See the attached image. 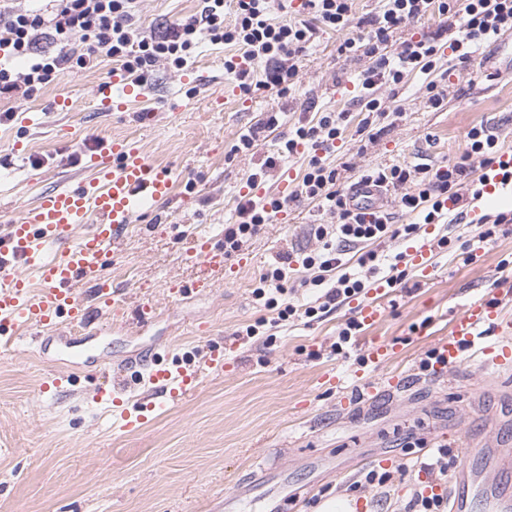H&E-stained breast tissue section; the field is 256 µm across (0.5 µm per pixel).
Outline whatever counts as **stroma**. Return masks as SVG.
Here are the masks:
<instances>
[{"label":"stroma","mask_w":512,"mask_h":512,"mask_svg":"<svg viewBox=\"0 0 512 512\" xmlns=\"http://www.w3.org/2000/svg\"><path fill=\"white\" fill-rule=\"evenodd\" d=\"M197 6V0L139 3L154 28L190 17ZM379 6V0H354L345 34L317 30L287 97L262 87L241 99L234 74L224 68L232 48L205 41L187 69L198 82H184L183 71L158 63L143 98L121 111L102 112L95 103L112 72L108 60L50 82L30 99L0 100V109L16 113L0 122V235L19 206L87 179L77 145L135 139L151 162L175 173L171 198L131 224L103 268L113 286L128 291L131 307L155 303L148 325L108 324L93 307L91 357L81 367L65 360L59 342L40 351L27 337L0 356V512H277L286 503L291 512H319L336 497L355 501L361 512H405L412 493L425 487L416 449L403 445L405 430L448 445L451 466L443 482L452 490L467 449L512 457V381L470 359L442 378L420 369L461 303L493 297L502 261H512V224L499 226L488 241L479 235L490 218L512 208V199L478 204L469 198L461 215L428 225L431 239L449 241L436 250L431 274L409 273L408 287L384 298L380 323L362 328L340 353L333 344L354 316L349 306L282 327L276 311L252 297L260 273L279 255L318 249L314 225L334 218L316 203L290 199L287 223L261 226L227 256L224 273L184 257L198 235L223 247L248 175L318 112L351 115L342 148L326 155L343 190L372 169L458 159L475 125H486L500 150L512 149V75L483 72L484 44L472 47L464 68L437 57L438 70L454 71L441 109L428 107L424 76L377 87L375 97L400 117L377 141L358 136L361 106L349 92L371 61L338 48L360 35L361 22ZM21 110L35 114L36 123L23 125ZM270 112L280 113L278 127L253 151L233 152L240 134ZM465 242L482 246L479 262L460 259ZM205 279L207 291H192ZM184 285L188 293L174 296ZM260 318L272 325L270 341L240 337ZM202 323L210 334L195 333ZM375 340L397 343L383 372L401 374L404 382L362 399L354 392L355 374L365 344ZM219 347L223 374L203 377L180 406L161 410L138 431L114 426L106 405L93 399L121 364L146 350H169L189 362ZM54 372L65 375L63 386L40 394L39 383ZM328 375L338 376L339 385L329 387ZM384 459L404 465V475L385 488L365 485V474Z\"/></svg>","instance_id":"35a3bbf8"}]
</instances>
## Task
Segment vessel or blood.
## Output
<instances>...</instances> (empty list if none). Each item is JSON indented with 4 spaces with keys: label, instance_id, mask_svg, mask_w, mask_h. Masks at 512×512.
<instances>
[{
    "label": "vessel or blood",
    "instance_id": "vessel-or-blood-1",
    "mask_svg": "<svg viewBox=\"0 0 512 512\" xmlns=\"http://www.w3.org/2000/svg\"><path fill=\"white\" fill-rule=\"evenodd\" d=\"M144 88L122 72L96 90L98 109L111 111L142 98ZM90 177L76 186L45 192L33 203L19 207L7 234L0 235V349L8 350L18 330L41 341L51 328L69 332L87 328L88 310L75 282L87 278L94 282V295L107 316L115 320L135 319L143 323L153 309L144 301L137 311H129L121 290L102 276L103 260L128 224L153 203L169 199L174 173L153 165L136 141H99L87 153ZM482 195L486 198L512 193V151L501 154L492 168L479 174ZM349 199L362 207L378 205L381 188L359 181L350 186ZM87 225L80 239L72 234L78 225ZM191 260L223 272V251L210 239L197 238L188 250ZM406 260L412 270L429 275L433 269V247L429 238L411 246ZM39 274L42 286L32 290L27 271ZM388 294V283L373 281L368 294L353 307L359 321L369 325L382 316L381 301ZM470 354L482 368L512 373V319L502 313L493 299L475 298L454 314L448 338L436 346L435 373L455 367L462 354ZM149 384L147 394L129 393V382L117 375L111 391H100L121 430L135 431L148 422L157 409L174 408L193 394L203 376L224 372V355L213 352L196 364L184 363L173 353H150L140 361Z\"/></svg>",
    "mask_w": 512,
    "mask_h": 512
}]
</instances>
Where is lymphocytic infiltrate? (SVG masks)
<instances>
[{"label":"lymphocytic infiltrate","mask_w":512,"mask_h":512,"mask_svg":"<svg viewBox=\"0 0 512 512\" xmlns=\"http://www.w3.org/2000/svg\"><path fill=\"white\" fill-rule=\"evenodd\" d=\"M199 11L186 19L167 24L160 33L146 34L141 22L138 0H57L52 14L39 10L0 11V97H30L45 85L73 69L93 70L104 60H112L117 70L139 82H148L159 62L181 69L191 61L201 41L238 48L239 58H226L224 67L234 73L242 98H249L257 86L287 94L299 75L298 59L316 29L345 31L351 22L353 0H301L300 10L312 15V23H274L268 18L272 7L287 9L288 0H236L235 21H224V0H199ZM457 15L461 22L448 47L457 53L460 64H468V45L488 42L512 32V0H382L378 14L368 19L369 30L358 38L344 39L339 49L345 53L370 54L376 61L362 75V93L358 97L365 116L358 126L359 135L372 136L374 117L385 111L373 91L383 84H399L409 74L433 73L438 43L432 38L406 40L395 57L379 51L393 33L427 13ZM57 45L54 53L42 51L41 41ZM28 61L26 71L11 67V60ZM263 63V80L255 82L254 66ZM344 113L323 112L318 118L295 128L276 155L267 157V167H275L279 158L304 150L309 154L307 167L294 194L317 201L335 215L332 224L315 225L313 234L321 242L319 250L295 257L280 256L260 275L252 296L256 304L276 311L277 321L288 324L302 317L317 318L339 305L360 298L365 284L348 270L345 255L360 248V265L377 268L379 257L370 243L381 239L411 238L421 224H432L442 216L446 204L460 205L466 192L476 191L477 168L489 167L498 158L497 141L482 125L471 127L467 151L459 160L438 167H421L416 191H406L412 172L393 165L364 173V180L378 186L400 190L398 203L409 214L422 215V223L391 222L389 213L352 209L349 200L336 186L337 170L323 159L341 136ZM260 181L248 178L249 193L241 195L236 207L238 220L224 229V251L232 253L270 223L282 203L253 195ZM308 270L302 286L324 288L322 305L301 308L287 299L288 281L295 267Z\"/></svg>","instance_id":"lymphocytic-infiltrate-1"}]
</instances>
